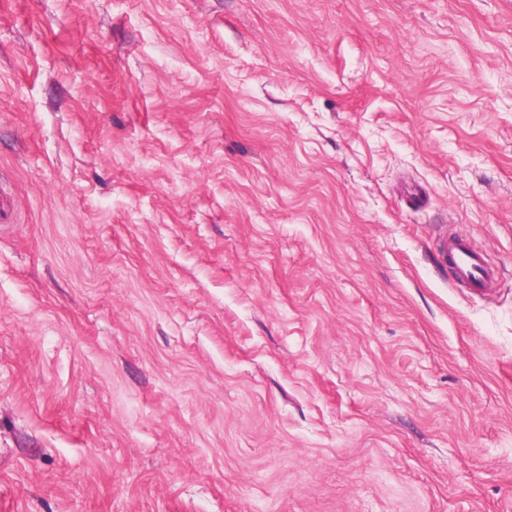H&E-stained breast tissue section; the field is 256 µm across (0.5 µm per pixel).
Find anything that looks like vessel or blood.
I'll return each mask as SVG.
<instances>
[{
	"label": "vessel or blood",
	"mask_w": 512,
	"mask_h": 512,
	"mask_svg": "<svg viewBox=\"0 0 512 512\" xmlns=\"http://www.w3.org/2000/svg\"><path fill=\"white\" fill-rule=\"evenodd\" d=\"M438 255L441 264L448 269L449 282L466 287L474 294H485L496 277L485 250L477 247L467 236L443 238Z\"/></svg>",
	"instance_id": "b4317fda"
}]
</instances>
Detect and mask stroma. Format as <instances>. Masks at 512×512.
I'll return each instance as SVG.
<instances>
[{"label":"stroma","mask_w":512,"mask_h":512,"mask_svg":"<svg viewBox=\"0 0 512 512\" xmlns=\"http://www.w3.org/2000/svg\"><path fill=\"white\" fill-rule=\"evenodd\" d=\"M0 188V512H512V0H0ZM441 264L448 268V282L468 288L476 295L485 294L496 277L486 251L464 235H451L439 242Z\"/></svg>","instance_id":"stroma-1"}]
</instances>
